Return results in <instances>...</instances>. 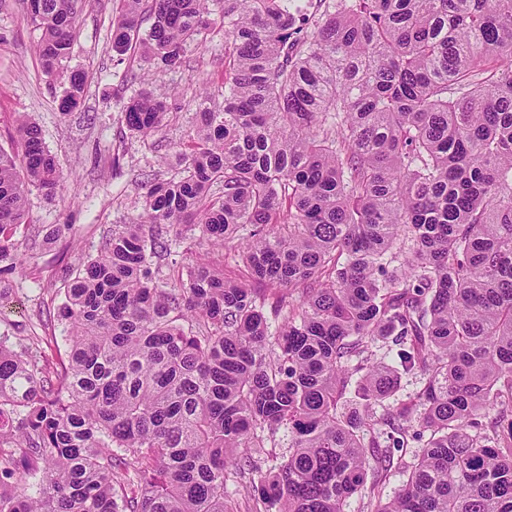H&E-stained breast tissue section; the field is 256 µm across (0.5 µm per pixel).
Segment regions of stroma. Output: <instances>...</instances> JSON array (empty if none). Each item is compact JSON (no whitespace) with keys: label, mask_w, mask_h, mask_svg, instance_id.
<instances>
[{"label":"stroma","mask_w":512,"mask_h":512,"mask_svg":"<svg viewBox=\"0 0 512 512\" xmlns=\"http://www.w3.org/2000/svg\"><path fill=\"white\" fill-rule=\"evenodd\" d=\"M120 7V0H84L68 63L86 75L84 101L64 114L58 105L66 83L43 75L35 52L40 33L28 24L22 0H0V148L16 150L15 119L25 114L66 175L55 195L35 188L28 195L30 223L40 229L61 226L62 234L51 247L25 249L10 293L0 301V336H62L57 312L64 301L63 268L97 255L113 225L129 223L139 212L142 171L156 170L164 146L179 142L193 124L199 79L218 81L224 73L219 24L206 49L189 52L179 70L150 68L133 51L116 63L110 21ZM129 72L175 95L166 127L146 139L131 135L122 120L121 101L136 90L125 81Z\"/></svg>","instance_id":"obj_1"}]
</instances>
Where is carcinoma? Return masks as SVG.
<instances>
[{
	"label": "carcinoma",
	"mask_w": 512,
	"mask_h": 512,
	"mask_svg": "<svg viewBox=\"0 0 512 512\" xmlns=\"http://www.w3.org/2000/svg\"><path fill=\"white\" fill-rule=\"evenodd\" d=\"M34 2L53 80L82 0ZM216 8L222 102L199 106L168 178L145 175L137 218L64 270L65 354L0 336V512H238L232 478L255 512H348L369 449L376 479L408 473L374 512H512V0H122L112 51L180 69ZM84 91L70 71L59 109ZM122 112L146 138L169 96ZM16 132L0 284L30 188L64 179L35 123ZM235 239L237 278L163 273L174 240ZM417 371L416 400L373 418ZM280 432L288 455L258 467ZM411 439L415 461L394 459Z\"/></svg>",
	"instance_id": "1"
}]
</instances>
